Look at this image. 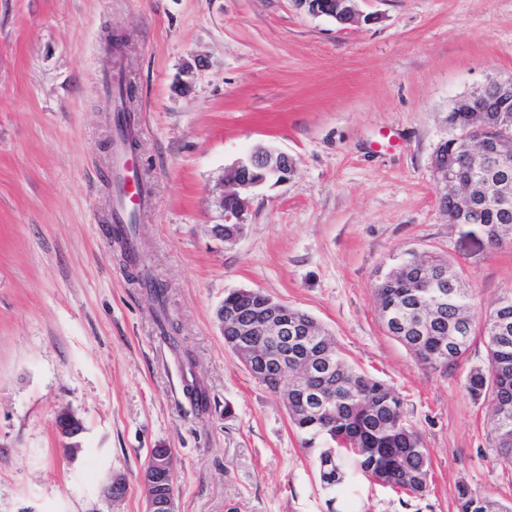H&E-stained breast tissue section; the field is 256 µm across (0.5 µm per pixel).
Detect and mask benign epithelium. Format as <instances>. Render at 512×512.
Returning <instances> with one entry per match:
<instances>
[{
	"mask_svg": "<svg viewBox=\"0 0 512 512\" xmlns=\"http://www.w3.org/2000/svg\"><path fill=\"white\" fill-rule=\"evenodd\" d=\"M295 2L313 16L335 19L343 29L354 25L362 17L357 8V0H295ZM483 97L484 90L480 89L458 100L455 104L456 111L481 112L478 104ZM432 165L440 185L439 194L451 198L460 211L468 210L470 201L464 195L455 192L456 185L460 184L456 164L444 160L442 154L436 152L433 155ZM294 170V159L287 153L263 146L253 149L245 159L234 164L213 190L214 201L224 215V223L213 225L211 233L225 242L234 241L240 232L236 231L226 236L224 225L245 223V215L250 208V195L254 189L272 180L284 183L290 180ZM226 202L231 203V207L224 208ZM299 330V325L288 323V305L282 304V314L268 329L269 335L276 339L280 347L260 356V362L264 368L272 370L288 368V334ZM57 429L66 436H78L83 432V422L67 410L60 416ZM173 466V458L168 449H151L148 461L140 474L141 483L156 485L159 476L172 475ZM124 486H126L124 477L113 476L103 485L102 494L110 500L117 499ZM145 512H175L174 491L164 494L155 491L147 495Z\"/></svg>",
	"mask_w": 512,
	"mask_h": 512,
	"instance_id": "7a95c632",
	"label": "benign epithelium"
}]
</instances>
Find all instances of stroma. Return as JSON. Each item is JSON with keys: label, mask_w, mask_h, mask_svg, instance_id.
Here are the masks:
<instances>
[{"label": "stroma", "mask_w": 512, "mask_h": 512, "mask_svg": "<svg viewBox=\"0 0 512 512\" xmlns=\"http://www.w3.org/2000/svg\"><path fill=\"white\" fill-rule=\"evenodd\" d=\"M358 8L366 22L344 30L295 0H0V512H144L154 448L173 452L178 512H457L461 484L512 504L490 405L463 386L485 336L453 369L426 367L375 292L428 251L461 273L476 327L512 293V242L449 223L432 167L454 102L512 80V0ZM118 106L135 116V249L161 306L110 234ZM256 146L296 171L256 189L241 235L218 240L212 191ZM237 288L308 313L399 392L431 457L424 496L352 468L342 493L322 488L282 399L224 345L216 312ZM193 375L208 412L185 394ZM62 408L84 424L78 450L56 429ZM112 474L128 490L110 501Z\"/></svg>", "instance_id": "1"}]
</instances>
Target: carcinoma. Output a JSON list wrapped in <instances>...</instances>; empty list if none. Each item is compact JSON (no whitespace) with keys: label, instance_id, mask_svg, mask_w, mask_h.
Here are the masks:
<instances>
[{"label":"carcinoma","instance_id":"carcinoma-1","mask_svg":"<svg viewBox=\"0 0 512 512\" xmlns=\"http://www.w3.org/2000/svg\"><path fill=\"white\" fill-rule=\"evenodd\" d=\"M503 105L511 109L512 98L490 96V111L482 116L481 133L492 145L501 136L494 109ZM446 121L456 134L441 143L438 151L462 158L466 150L460 136L470 131L473 115L450 112ZM471 169L477 172L469 190L475 208L462 221L474 225L498 247L512 229V204L505 206L501 201L504 194L512 197V169H501L490 154L480 157L473 168L463 167ZM112 231L113 238L133 255L136 225L116 224ZM420 268L427 275L438 271L447 277L424 283L416 273ZM133 280L155 300L164 297V285L146 271H139ZM376 294L388 332L423 365L446 371L466 357L475 336L469 314L472 296L447 257L408 254L378 282ZM508 297V305L498 301L487 311V361L469 372L464 388L473 399L492 404L497 455L512 464V293ZM274 309L272 298L259 290L239 288L224 295V344L252 374V355L266 346L265 314ZM288 316L304 327V357L288 363L283 378H263L259 383L282 397L303 447L319 449L318 473L324 488L341 486L345 468L351 465L383 487L408 496L423 494L431 480L430 454L421 433L406 423L396 389L350 364L307 313L291 308ZM185 392L197 409L208 408L207 388L199 378L185 385ZM457 492L459 512H512V505H499L465 485Z\"/></svg>","mask_w":512,"mask_h":512}]
</instances>
